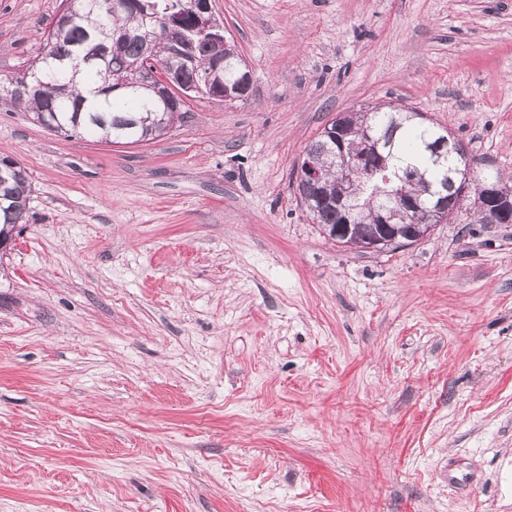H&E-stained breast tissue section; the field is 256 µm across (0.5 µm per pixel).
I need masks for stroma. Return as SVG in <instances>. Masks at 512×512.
<instances>
[{"mask_svg":"<svg viewBox=\"0 0 512 512\" xmlns=\"http://www.w3.org/2000/svg\"><path fill=\"white\" fill-rule=\"evenodd\" d=\"M245 100L141 144L0 107L32 184L0 255V512H512V224L375 253L296 191L403 103L512 176V0H212ZM62 0H0V78Z\"/></svg>","mask_w":512,"mask_h":512,"instance_id":"1","label":"stroma"}]
</instances>
